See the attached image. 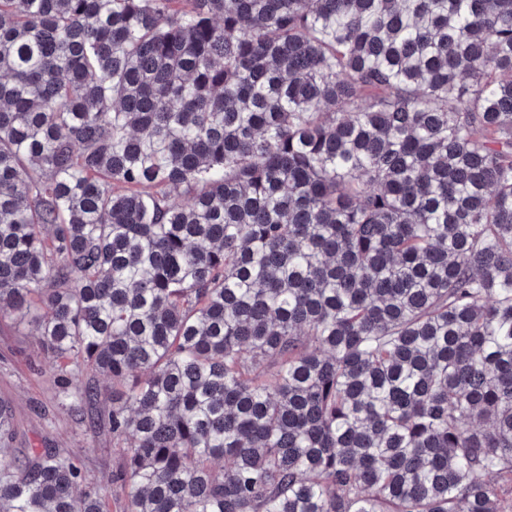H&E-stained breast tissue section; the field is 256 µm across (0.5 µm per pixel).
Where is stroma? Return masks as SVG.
Instances as JSON below:
<instances>
[{"mask_svg": "<svg viewBox=\"0 0 512 512\" xmlns=\"http://www.w3.org/2000/svg\"><path fill=\"white\" fill-rule=\"evenodd\" d=\"M55 392L34 330L24 322L0 320V398L12 405L16 417L9 454L20 455L25 448H81L89 479L110 483L117 458L102 425L103 404L88 407L84 423L78 425L58 406Z\"/></svg>", "mask_w": 512, "mask_h": 512, "instance_id": "stroma-1", "label": "stroma"}]
</instances>
